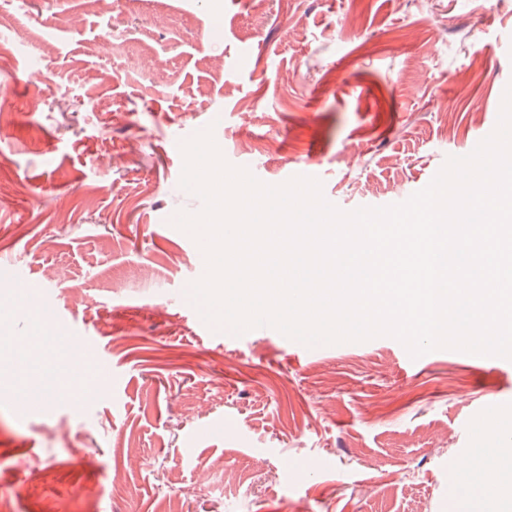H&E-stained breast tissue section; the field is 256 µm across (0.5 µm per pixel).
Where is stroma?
Returning a JSON list of instances; mask_svg holds the SVG:
<instances>
[{
    "label": "stroma",
    "mask_w": 512,
    "mask_h": 512,
    "mask_svg": "<svg viewBox=\"0 0 512 512\" xmlns=\"http://www.w3.org/2000/svg\"><path fill=\"white\" fill-rule=\"evenodd\" d=\"M508 28L512 0H10L0 266L23 277L0 288V336L51 335V307L94 338L99 376L28 403L27 376L85 356L0 351V512H512L448 476L490 448L512 476V415L476 426L512 408V360L226 337L171 223L202 208L180 144L208 127L230 164L269 185L313 172L346 212L425 188L496 126Z\"/></svg>",
    "instance_id": "1"
}]
</instances>
